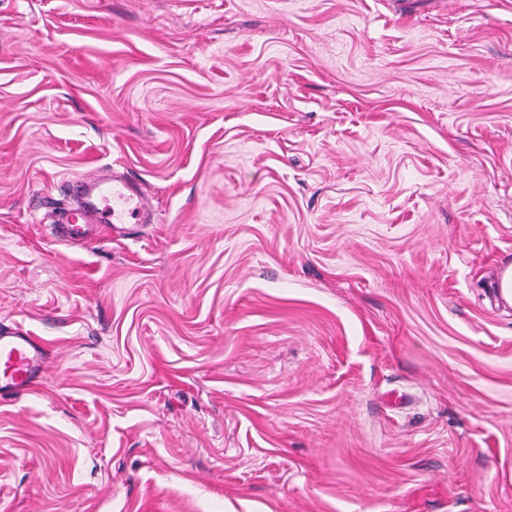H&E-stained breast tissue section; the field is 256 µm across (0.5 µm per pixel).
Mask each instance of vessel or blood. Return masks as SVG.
Instances as JSON below:
<instances>
[{"label": "vessel or blood", "mask_w": 512, "mask_h": 512, "mask_svg": "<svg viewBox=\"0 0 512 512\" xmlns=\"http://www.w3.org/2000/svg\"><path fill=\"white\" fill-rule=\"evenodd\" d=\"M78 186L81 203L60 213L70 239L84 238L93 224H122L129 219L147 223L153 217L148 200L138 197L130 183L112 188L100 178L87 177ZM46 367L45 350L35 338L23 332L0 333V394L29 390Z\"/></svg>", "instance_id": "1"}]
</instances>
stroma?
Instances as JSON below:
<instances>
[{"instance_id":"1","label":"stroma","mask_w":512,"mask_h":512,"mask_svg":"<svg viewBox=\"0 0 512 512\" xmlns=\"http://www.w3.org/2000/svg\"><path fill=\"white\" fill-rule=\"evenodd\" d=\"M505 264L512 0H0V512H512ZM80 188L82 202L71 209H64L60 213L61 224L67 225L68 237L76 240L84 238L90 224H108L112 231V224H125L126 219L134 220V224L147 223L153 218V211L145 197L126 181L121 187L112 183V208L106 205L99 209L97 201L108 202L110 188L105 181L98 177H87L76 181ZM137 198L135 207L125 210L123 203ZM47 367L43 346L23 332L0 333V395L31 388Z\"/></svg>"}]
</instances>
